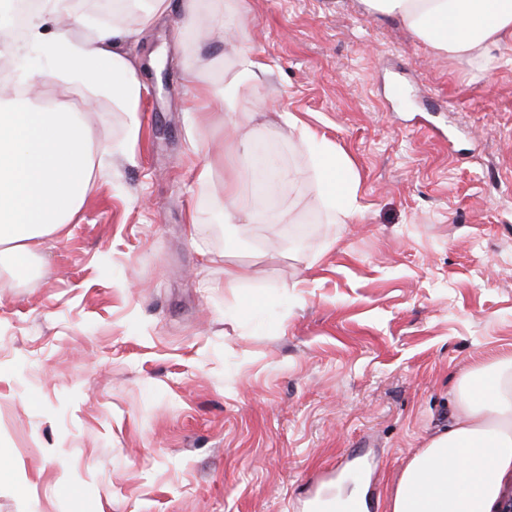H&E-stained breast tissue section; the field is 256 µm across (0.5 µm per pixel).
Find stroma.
<instances>
[{
	"instance_id": "1",
	"label": "stroma",
	"mask_w": 512,
	"mask_h": 512,
	"mask_svg": "<svg viewBox=\"0 0 512 512\" xmlns=\"http://www.w3.org/2000/svg\"><path fill=\"white\" fill-rule=\"evenodd\" d=\"M247 6L271 67L247 149L287 171L267 199L285 223H225L223 175L196 183L226 130L190 132L183 66L223 91L227 48L181 33L182 0L125 47L135 143L94 87L45 92L120 151L69 236L0 277V512H306L320 473L359 455L373 471L339 491L386 512L451 425L459 373L512 354V48L437 55L362 0ZM285 112L352 160V223H331ZM228 239L252 270L235 288Z\"/></svg>"
}]
</instances>
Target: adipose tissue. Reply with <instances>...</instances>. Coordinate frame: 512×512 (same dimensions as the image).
<instances>
[{
    "mask_svg": "<svg viewBox=\"0 0 512 512\" xmlns=\"http://www.w3.org/2000/svg\"><path fill=\"white\" fill-rule=\"evenodd\" d=\"M242 0H184L180 28L194 34L202 18L220 21L235 65L224 72V92L202 81L194 63L185 76L196 83L194 127L208 110L233 124L256 120L254 89L268 67L244 39ZM366 9L400 17L426 46L470 60L512 45V0H362ZM168 0H113L112 22L90 21L69 0H36L22 32L0 26V60L34 58L13 100L0 101V270L28 272L47 240L68 235L89 191L97 159L111 154L83 112L58 103H35L31 93L63 82L93 84L129 116L128 137L137 139L143 84L124 49L168 9ZM289 132L314 151L316 191L332 218L345 224L360 212L352 164L317 139L298 119ZM280 224L283 214L242 196L236 181L224 184V221ZM452 427L432 437L406 462L392 490L389 512H492L505 479L512 477V355L480 360L464 369L454 387Z\"/></svg>",
    "mask_w": 512,
    "mask_h": 512,
    "instance_id": "adipose-tissue-1",
    "label": "adipose tissue"
}]
</instances>
